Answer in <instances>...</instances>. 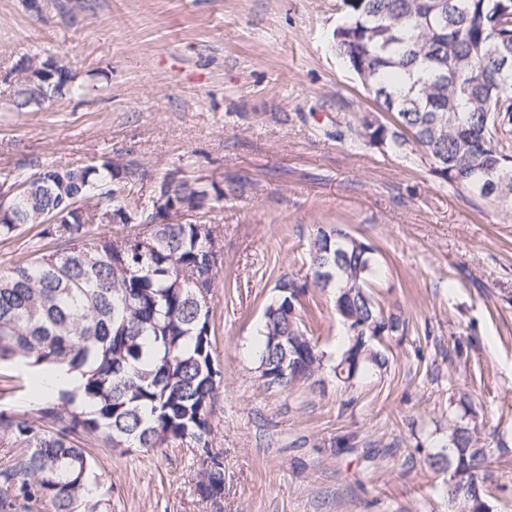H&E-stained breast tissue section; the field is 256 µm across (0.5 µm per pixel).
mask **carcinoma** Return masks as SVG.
Here are the masks:
<instances>
[{"label":"carcinoma","instance_id":"obj_1","mask_svg":"<svg viewBox=\"0 0 512 512\" xmlns=\"http://www.w3.org/2000/svg\"><path fill=\"white\" fill-rule=\"evenodd\" d=\"M344 0L333 32L336 55L360 79L387 124L363 113L355 139L395 153L420 149L443 181L512 209V0ZM36 69L17 73L10 112H27L82 86L68 64L27 55ZM131 162L102 156L89 163L46 164L26 177L14 209L0 215V241L38 227L54 244L30 262L0 272V362L45 377L64 367L79 374L76 391L47 397L39 419L0 411V442L21 458L0 470V512H112V489L96 459L75 443L97 436L110 448L153 451L189 442L211 447V416L221 373L212 356L211 296L222 261L202 224H159L176 205L198 213L224 188L181 181L148 206L124 195ZM126 212L134 234L88 237L89 212L100 225ZM373 247L341 228L318 229L310 249L311 281L275 285L263 312L259 377L288 366V379L263 385L288 390L323 365L308 334L300 298L309 285L336 290L348 345L333 371L349 387L389 363L376 336L407 332L408 323L369 290ZM492 449L478 427L448 425V452L433 465L452 473L443 493L450 512H495L487 482ZM197 492L224 493V467L206 454Z\"/></svg>","mask_w":512,"mask_h":512}]
</instances>
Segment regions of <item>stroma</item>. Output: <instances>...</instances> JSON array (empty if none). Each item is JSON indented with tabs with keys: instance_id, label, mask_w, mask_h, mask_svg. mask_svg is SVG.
Wrapping results in <instances>:
<instances>
[{
	"instance_id": "stroma-1",
	"label": "stroma",
	"mask_w": 512,
	"mask_h": 512,
	"mask_svg": "<svg viewBox=\"0 0 512 512\" xmlns=\"http://www.w3.org/2000/svg\"><path fill=\"white\" fill-rule=\"evenodd\" d=\"M0 0V103L28 53L63 56L86 92L0 112V174L108 154L131 161L149 204L172 171L237 185L193 214L220 225L211 302L221 372L212 453L224 493L201 499L202 449L155 452L82 440L112 486V512H448L449 474L429 467L472 399L495 458L489 490L512 512V212L457 191L417 153L354 139L374 103L331 49L341 0ZM375 249L377 298L409 322L390 364L347 388L331 370L343 327L333 290L302 311L325 368L284 391L256 372L263 311L284 277L305 279L317 228ZM30 375L0 365V410L36 418Z\"/></svg>"
}]
</instances>
